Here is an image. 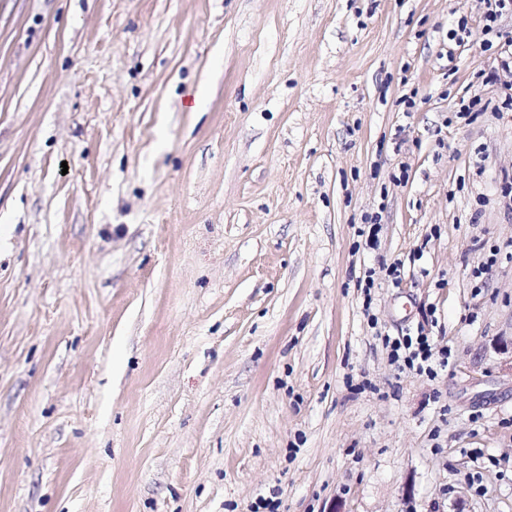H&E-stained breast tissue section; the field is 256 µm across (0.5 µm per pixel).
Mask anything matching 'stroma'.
<instances>
[{"label":"stroma","mask_w":512,"mask_h":512,"mask_svg":"<svg viewBox=\"0 0 512 512\" xmlns=\"http://www.w3.org/2000/svg\"><path fill=\"white\" fill-rule=\"evenodd\" d=\"M484 12L0 0V512H512ZM424 321L449 365L398 374ZM381 219L382 216L379 212L367 216L363 227L357 230L358 237L364 238V249H375L378 246L382 231Z\"/></svg>","instance_id":"35a3bbf8"}]
</instances>
